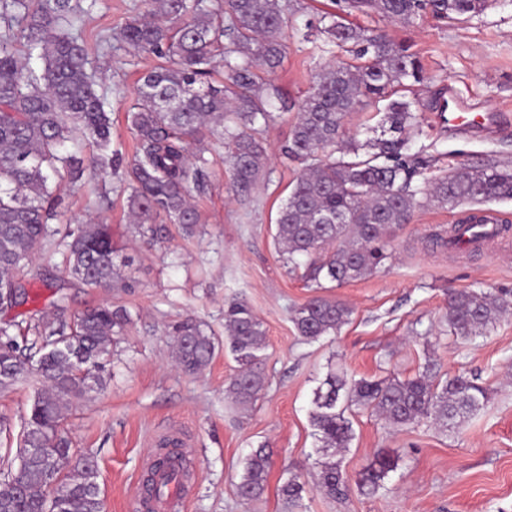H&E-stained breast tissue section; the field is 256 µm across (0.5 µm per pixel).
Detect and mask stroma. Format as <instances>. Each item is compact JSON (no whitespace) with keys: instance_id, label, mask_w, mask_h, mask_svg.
Segmentation results:
<instances>
[{"instance_id":"obj_1","label":"stroma","mask_w":512,"mask_h":512,"mask_svg":"<svg viewBox=\"0 0 512 512\" xmlns=\"http://www.w3.org/2000/svg\"><path fill=\"white\" fill-rule=\"evenodd\" d=\"M73 31L89 51L88 72L107 98L112 146L130 163L138 144L127 122L139 79L152 61L119 38L128 17L143 11L142 0H79ZM349 21L377 28L419 56L427 78L411 94L424 104L419 130L408 135L412 151L430 160L435 173L459 164L512 166V0L462 21L426 17L413 24L353 12ZM317 54L302 35L288 40L282 66L271 77L285 102L309 88ZM485 108L500 112L490 137L449 134L436 107L448 86ZM295 111L282 112L264 134L267 175L248 194L229 188L224 152L198 143L207 161L206 183L192 202L201 222L194 236L168 227L163 242L147 243L129 222L130 191L123 171L63 182L59 222L100 217L130 257L125 288H89L67 276L62 235L51 236L42 259L22 279L27 303L0 311V326L41 310L56 319L57 295L68 314L102 303L125 307L132 322L112 347L102 389L72 400L64 411V432L76 454L93 457L104 512H134L143 460L157 450L163 432L187 437L195 450L185 512H512V316L470 340L452 336L443 314L449 291L465 288L512 292V249L489 247L451 251L429 235L458 221L459 210L418 209L411 223L390 240L388 259L365 278L326 288H308L302 271L289 270L277 253L275 219L296 166L280 148L289 139ZM347 303L353 313L340 331L307 343L292 322L294 311L312 296ZM247 302L266 332L265 389L249 412L227 396L238 365L224 345V309ZM201 323L218 347L201 372L175 364L169 328L186 317ZM434 365L438 381L480 376L490 400L459 429L444 431L424 419L390 427L368 411L346 412L353 440L343 454L350 479L358 478L386 452L397 461L385 487L369 494L351 486L343 499L318 488L319 443L310 421L316 388L329 369L350 378L402 379ZM43 385L33 374L0 391V472L13 464L21 446L24 417ZM268 445L272 466L264 494L242 500L236 485L252 448ZM299 474L305 484L295 506L279 494L283 481Z\"/></svg>"}]
</instances>
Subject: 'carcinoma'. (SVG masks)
<instances>
[{"instance_id": "obj_1", "label": "carcinoma", "mask_w": 512, "mask_h": 512, "mask_svg": "<svg viewBox=\"0 0 512 512\" xmlns=\"http://www.w3.org/2000/svg\"><path fill=\"white\" fill-rule=\"evenodd\" d=\"M287 0H145V9L129 18L120 38L133 49L155 57L158 64L142 77L128 113L139 150L127 169L131 193L128 207L139 234L152 241L166 238V228L151 223L164 214L185 235L195 233L200 216L192 190L200 187L206 159L192 153L208 136L224 148L232 185L247 194L264 171L268 155L258 128L273 123L278 90L270 76L281 66L294 12ZM490 0H345L349 11H370L382 18L412 24L431 14L460 18L483 12ZM80 12L74 0H0V308L26 301L17 274L38 255L48 237L56 208L47 198L60 188L64 171L72 182L82 179L84 160L64 154L67 142L91 140L97 149L91 169L108 173L119 166L111 148V121L106 100L87 73V49L71 33ZM326 35L311 86L297 105V117L285 160L302 169L276 218L275 240L286 263L305 266L313 288L323 282L343 284L361 279L387 259L386 245L416 209L429 204L454 209L512 200V168L461 164L440 176L427 177L429 161L409 154L405 134L419 128L418 101L392 100L382 119L380 136L361 143L347 131L348 117L394 95L405 82L425 79L423 66L410 46L376 29L361 28L330 14L321 17ZM41 70L29 66L33 57ZM66 271L91 288H128L117 264L112 228L85 221L68 231ZM512 312V296L482 289L448 295V332L471 339ZM352 310L343 302L314 296L295 310L294 326L305 342L336 334ZM131 318L123 308L102 304L73 321L53 326L41 311L31 312L25 336L41 335L49 346L33 365L45 388L30 404L23 444L31 457L17 455L14 469L0 472V512H103L98 468L89 457L74 458L62 433L63 409L69 399L93 391L75 375L82 367L102 369L111 356L114 337ZM224 333L238 363L229 391L241 407L253 405L265 388L261 352L265 330L244 303L224 311ZM0 388L8 389L26 371L20 346L0 330ZM175 359L186 373L203 370L215 352L214 337L189 318L172 327ZM317 389L310 413L319 432L322 453L318 486L332 498L349 492L338 453L349 446L352 426L344 417L354 405L403 427L432 419L443 429L459 427L488 401V389L475 380L455 376L439 385L433 368L413 378L388 377L347 381L332 375ZM271 467L266 446L247 458L237 486L244 500L264 493ZM158 471L184 476L177 457L156 459ZM396 468L387 453L357 484L372 493ZM304 483L295 474L280 486L282 500L293 505Z\"/></svg>"}]
</instances>
